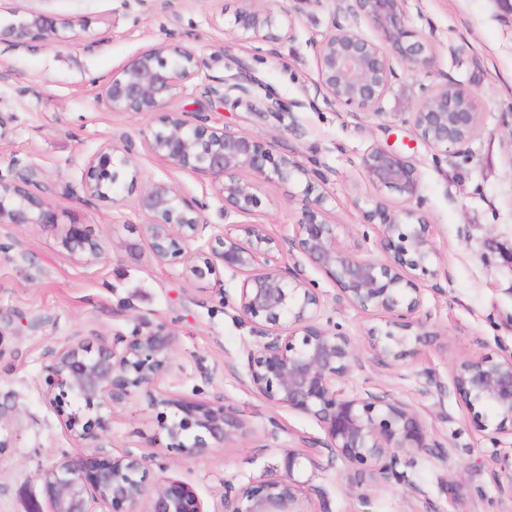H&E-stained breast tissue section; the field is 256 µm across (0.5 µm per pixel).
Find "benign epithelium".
<instances>
[{
  "mask_svg": "<svg viewBox=\"0 0 512 512\" xmlns=\"http://www.w3.org/2000/svg\"><path fill=\"white\" fill-rule=\"evenodd\" d=\"M288 10H274L255 0L229 21L240 38L265 41L289 40L295 16L313 0H289ZM406 0H345L343 11L366 21L375 33L370 38L358 29L334 19L322 38L313 43L318 69L317 94L331 103L356 107L382 115L381 102L394 77L391 59L398 58L410 71H426L434 64L431 46L408 25ZM5 34L21 47L26 39H61L57 22L45 14H30L8 26ZM202 60L184 46L160 44L143 50L102 84L98 101L111 112L150 116L163 112L161 127L149 129L144 140L149 153L177 170L201 173L221 183L222 216L229 226L213 237L207 250L193 252L209 226L202 202L187 197L174 184L153 181L137 198L143 218V236L154 258L163 263L191 262L190 275L223 283L220 270L246 276L235 301L239 317L257 337L256 348L247 354L246 371L251 386L269 403L314 419L324 432L322 440H305L285 451L281 472L241 493L224 492V512H292L300 496L323 497L324 490L298 476L338 464L354 470L347 492L366 506L358 492L365 477L379 484L408 481L407 470L420 459L448 458V451L428 433L419 415L386 394L366 392L349 395L342 383L358 362L355 344L323 320V295L308 286L296 266L303 258L321 269L337 286V300L364 312H375L384 326L369 332V347L387 364L405 359L411 342L420 343L423 328L425 283L437 276L439 252L434 225L417 216L409 204L420 201V176L405 157L373 146L363 155L362 168L378 197L367 211V223L378 228L381 260L363 257L340 241L339 225L327 220L329 193L326 178L295 157L276 158L271 145L260 135L217 129L206 124L204 108L193 112L172 111L177 93L187 89ZM246 82L227 92L214 86L208 98L238 106L250 97V67L238 61ZM248 110L279 120L288 104L267 98ZM417 135L437 150L469 143L479 125L473 95L456 84L425 89L420 105L408 113ZM131 145L108 142L87 163L82 184L86 196L107 198L116 192L119 170L131 164ZM299 188L302 221L294 235L278 237L264 224H239L233 215L248 214L260 204L258 183L274 181ZM36 172L17 158L0 170V224H54L55 213L40 196L29 191ZM396 195L407 203L389 207L386 197ZM63 246L73 257L89 260L104 255L102 245L79 232L65 236ZM175 339L163 325L141 321L128 335L102 341L94 347L70 341L50 350L45 367L48 383L59 389L53 402L72 397L88 411L123 405L139 390H149L168 371ZM455 394L468 408L478 431H490L492 447L482 450L491 481L500 494L512 501V451L500 447L498 435L512 432V354L482 355L465 359L453 368ZM151 405L172 410L160 429L193 459L204 450L234 439L241 427L235 408L197 403L186 404L165 395L151 396ZM489 406L494 422L487 424L481 408ZM65 428L75 438L88 437L81 411L64 414ZM148 467L136 456L113 455L100 448L92 454L65 457L40 473L48 512H98L111 505L112 512H141ZM146 512H206L193 487L180 479L156 481Z\"/></svg>",
  "mask_w": 512,
  "mask_h": 512,
  "instance_id": "1",
  "label": "benign epithelium"
}]
</instances>
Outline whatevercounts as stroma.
I'll return each instance as SVG.
<instances>
[{
    "instance_id": "obj_1",
    "label": "stroma",
    "mask_w": 512,
    "mask_h": 512,
    "mask_svg": "<svg viewBox=\"0 0 512 512\" xmlns=\"http://www.w3.org/2000/svg\"><path fill=\"white\" fill-rule=\"evenodd\" d=\"M240 7L239 0H0L1 28L42 13L56 19L64 36L60 43L32 40L19 50L0 43V112L9 118L0 168L14 158L33 167L57 219L52 226L0 229L24 252L20 258L0 253V410L9 417L0 429L9 442L0 450V512H31L34 501L46 499L39 473L62 456L87 452L46 398L49 348L73 338L108 341L142 320L176 337L174 368L159 389L234 406L244 432L226 446L183 459L158 428L159 409L138 393L121 408L99 410L103 422L93 428L92 445L146 459L150 478L184 480L207 512H219L225 487L239 492L254 485L275 471L284 449L323 436L313 419L270 405L251 387L245 361L256 339L214 282L189 277L182 261L159 263L146 252L133 258L119 248L143 240L132 182L138 189L155 180L174 183L205 202L211 222L220 220L218 182L165 166L148 153L143 134L156 118L113 113L98 101L113 73L162 42L191 45L203 61L192 88L173 100L175 109L196 110L203 88L236 76L240 59L262 82L256 99L269 89L291 103L279 122L217 103L205 115L213 127L266 134L274 155L292 154L321 170L330 219L349 249L376 251V230L365 220L376 195L361 166L366 151L378 144L415 165L419 211L434 224L441 254L436 286L426 290L423 307L434 333L430 344L404 362H378L363 344L379 317L335 303L334 283L313 265L302 263L301 275L323 295L325 316L361 347L345 391L384 392L408 404L450 452L444 463L419 460L406 483L365 482L370 512H507L512 502L500 495L483 461L489 442L455 395L451 370L479 354H512V16L495 0H408V24L433 46L436 64L412 73L395 62L397 76L379 118L316 96L312 43L331 26L333 0H319L298 15L293 40L275 46L240 41L225 27L224 14ZM446 82L471 90L481 114L465 150L444 154L418 139L400 115L418 106L424 88ZM123 137L134 145V166L120 172V195L88 198L82 191L86 161L101 144ZM294 193L291 185L264 183L261 205L245 222L291 234L301 217ZM75 222L105 244V258L84 264L66 256L60 241ZM430 377L442 392L426 391ZM304 475L326 499L301 500V512H358L345 473L308 469Z\"/></svg>"
}]
</instances>
